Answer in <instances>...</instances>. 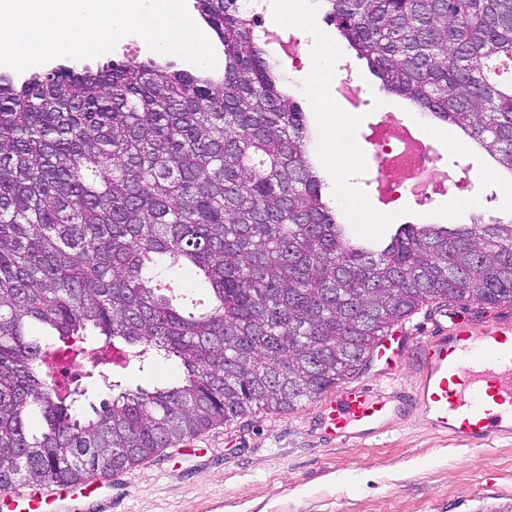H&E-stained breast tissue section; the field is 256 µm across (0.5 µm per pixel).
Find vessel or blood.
<instances>
[{"instance_id": "vessel-or-blood-1", "label": "vessel or blood", "mask_w": 512, "mask_h": 512, "mask_svg": "<svg viewBox=\"0 0 512 512\" xmlns=\"http://www.w3.org/2000/svg\"><path fill=\"white\" fill-rule=\"evenodd\" d=\"M420 376L412 391L363 383L341 388L324 407L330 438L378 437L393 419L418 416L438 434L482 443L512 437V322L461 319L436 324L414 348ZM108 487L99 477L80 486L49 485L43 499L11 496L8 512H92Z\"/></svg>"}]
</instances>
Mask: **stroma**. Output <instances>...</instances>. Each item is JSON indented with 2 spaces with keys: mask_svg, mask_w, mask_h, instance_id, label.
<instances>
[{
  "mask_svg": "<svg viewBox=\"0 0 512 512\" xmlns=\"http://www.w3.org/2000/svg\"><path fill=\"white\" fill-rule=\"evenodd\" d=\"M396 107L448 148L459 179L449 191L429 199L385 205L367 180L372 150L368 142L380 103L346 105L347 152L335 136L311 145L314 160L353 165L355 207L383 216L373 232L386 238L402 224H466L470 214L452 202L471 201L485 217L512 219V174L493 173L492 159L473 144L454 148L460 129L429 122L411 103L393 96ZM123 385L150 388L181 377L173 361L150 367L114 360ZM323 401L288 412L259 410L213 426L164 449L139 465L114 473L106 512H512V438L471 450L435 433L417 417L397 422L390 432L356 442L327 439L319 419Z\"/></svg>",
  "mask_w": 512,
  "mask_h": 512,
  "instance_id": "stroma-1",
  "label": "stroma"
}]
</instances>
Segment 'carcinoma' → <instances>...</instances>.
<instances>
[{
  "mask_svg": "<svg viewBox=\"0 0 512 512\" xmlns=\"http://www.w3.org/2000/svg\"><path fill=\"white\" fill-rule=\"evenodd\" d=\"M381 89L512 174V0H323ZM224 72L149 58L0 75V489L131 468L217 422L289 411L365 368L424 306L512 307V219L401 224L358 247L323 199L305 112L226 0H194ZM186 267L194 298L160 278ZM62 349L182 379L59 391ZM41 416L37 429L29 416Z\"/></svg>",
  "mask_w": 512,
  "mask_h": 512,
  "instance_id": "cac0c4a2",
  "label": "carcinoma"
}]
</instances>
